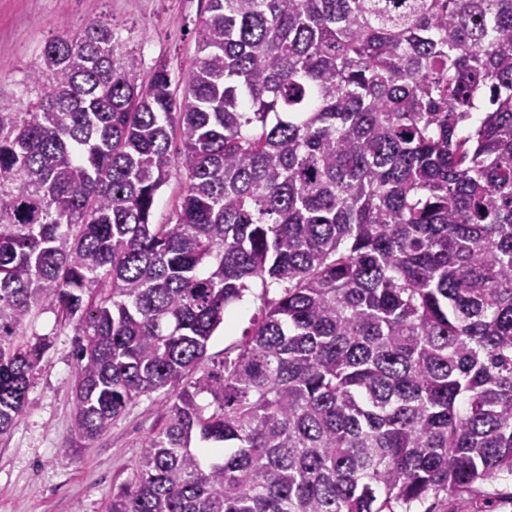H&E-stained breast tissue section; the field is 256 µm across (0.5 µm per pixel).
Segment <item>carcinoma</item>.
Here are the masks:
<instances>
[{
	"instance_id": "1",
	"label": "carcinoma",
	"mask_w": 512,
	"mask_h": 512,
	"mask_svg": "<svg viewBox=\"0 0 512 512\" xmlns=\"http://www.w3.org/2000/svg\"><path fill=\"white\" fill-rule=\"evenodd\" d=\"M198 27L180 99L101 20L0 97V438L48 305L83 437L175 389L107 512H411L512 476V0H207ZM183 191L182 180L173 174L168 183L159 191L153 210V224H167L175 204ZM279 290L269 288L266 294L262 288H254L253 293L243 301L230 306L226 311V319L213 334L209 343L207 355L211 360H221L224 356L234 358L237 354V346L242 339V333L250 325L253 316L259 313L264 302L278 298Z\"/></svg>"
}]
</instances>
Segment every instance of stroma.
<instances>
[{"instance_id": "obj_1", "label": "stroma", "mask_w": 512, "mask_h": 512, "mask_svg": "<svg viewBox=\"0 0 512 512\" xmlns=\"http://www.w3.org/2000/svg\"><path fill=\"white\" fill-rule=\"evenodd\" d=\"M207 0H0V95H21L45 42L64 27L105 18L124 50L149 78L163 64L172 88L183 94L198 57L197 21ZM278 289H254L230 306L207 354L218 361L237 354L242 333ZM52 346L29 389L31 411L0 440V512H106L113 492L133 479L149 435L163 422L171 393L160 389L130 404L103 435L88 440L75 429L74 331L44 307L27 327ZM412 512H512V479L484 482L478 496L448 492L427 497Z\"/></svg>"}]
</instances>
